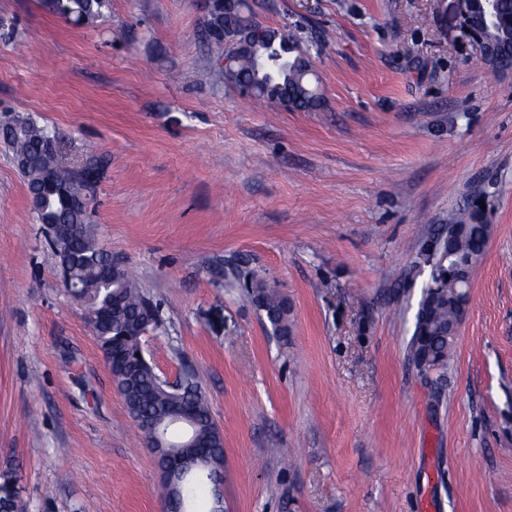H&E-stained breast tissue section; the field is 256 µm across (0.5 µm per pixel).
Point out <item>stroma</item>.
<instances>
[{
  "mask_svg": "<svg viewBox=\"0 0 512 512\" xmlns=\"http://www.w3.org/2000/svg\"><path fill=\"white\" fill-rule=\"evenodd\" d=\"M207 2L109 0L75 25L0 0V111L105 160L92 222L161 304L156 373H202L224 512H512V73L483 65L454 0H254L322 97L254 103L203 35ZM473 201L493 233L447 362L423 370L424 253ZM57 266L0 144V477L26 512H166ZM247 274L287 296V337Z\"/></svg>",
  "mask_w": 512,
  "mask_h": 512,
  "instance_id": "35a3bbf8",
  "label": "stroma"
}]
</instances>
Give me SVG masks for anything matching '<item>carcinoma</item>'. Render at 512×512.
Segmentation results:
<instances>
[{
  "mask_svg": "<svg viewBox=\"0 0 512 512\" xmlns=\"http://www.w3.org/2000/svg\"><path fill=\"white\" fill-rule=\"evenodd\" d=\"M106 0H41L45 10L77 24H90L102 13ZM484 10L476 0L466 22L483 42L512 67V0H501L499 18L483 26ZM251 21L238 10L226 13L216 9L208 13L205 35L212 44L221 41L226 28H246ZM272 40L259 39L251 48L235 51L236 60L224 78L236 85L252 87L251 97L263 102L285 105L292 110H315L321 95L309 74L308 61L288 28L267 29ZM283 56L274 67L261 68V58ZM0 140L24 160L19 170L28 194L36 201V222L57 225V235L48 245L57 258L69 259L70 279L87 296L85 315L93 335L112 373L130 417L147 445L154 433L146 428L150 421L168 414L177 400L189 404L195 420L198 448H183L182 454L194 464L181 491L185 502L193 500L210 475L224 464V440L212 418L208 401L197 374L183 379L182 388L173 389L154 371L152 365L136 356L141 338L163 326L160 304L146 295L134 276L125 268L109 266L111 254L104 250L91 222L92 212L84 206L92 192L87 171L58 161L47 146L59 141L56 130L40 125L29 117L9 116L0 120ZM492 225L476 220L467 210L448 218L446 244L454 254L444 259L439 254L432 264L430 283L419 302L410 354L414 361L429 357L428 368L435 369L447 359L448 327L459 322L458 268L469 267L490 237ZM251 299L274 334L288 335V301L261 278L251 281Z\"/></svg>",
  "mask_w": 512,
  "mask_h": 512,
  "instance_id": "carcinoma-1",
  "label": "carcinoma"
}]
</instances>
